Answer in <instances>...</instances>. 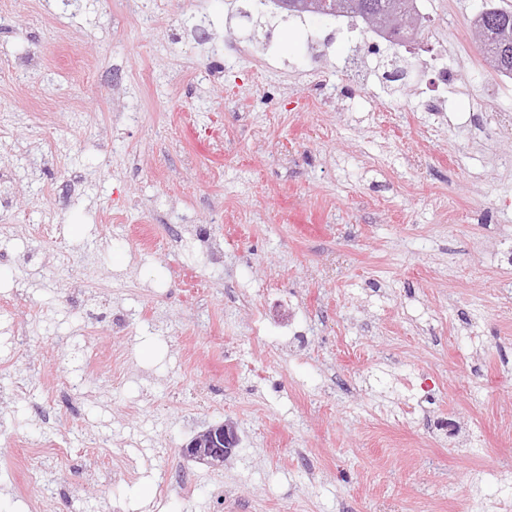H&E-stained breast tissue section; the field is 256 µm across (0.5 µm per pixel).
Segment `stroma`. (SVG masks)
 I'll use <instances>...</instances> for the list:
<instances>
[{"mask_svg":"<svg viewBox=\"0 0 512 512\" xmlns=\"http://www.w3.org/2000/svg\"><path fill=\"white\" fill-rule=\"evenodd\" d=\"M489 2L430 0L440 41L386 43L448 52V107L420 112L414 70L376 86L397 109L347 98L359 18L319 19L315 65L272 0H0V512H512V75L472 40ZM225 422L224 465L182 454Z\"/></svg>","mask_w":512,"mask_h":512,"instance_id":"stroma-1","label":"stroma"}]
</instances>
